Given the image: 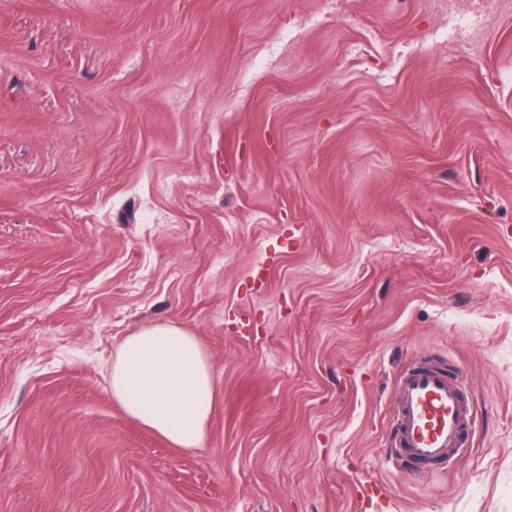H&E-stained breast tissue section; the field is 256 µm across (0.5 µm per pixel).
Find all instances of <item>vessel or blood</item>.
I'll use <instances>...</instances> for the list:
<instances>
[{
	"label": "vessel or blood",
	"mask_w": 512,
	"mask_h": 512,
	"mask_svg": "<svg viewBox=\"0 0 512 512\" xmlns=\"http://www.w3.org/2000/svg\"><path fill=\"white\" fill-rule=\"evenodd\" d=\"M399 448L417 462L444 463L462 446L472 411L444 368L418 363L397 382Z\"/></svg>",
	"instance_id": "1"
}]
</instances>
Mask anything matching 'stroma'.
<instances>
[{"mask_svg":"<svg viewBox=\"0 0 512 512\" xmlns=\"http://www.w3.org/2000/svg\"><path fill=\"white\" fill-rule=\"evenodd\" d=\"M443 3L0 0V512H512V7ZM157 320L203 449L108 392ZM425 359L442 465L397 446ZM476 6L468 11H456L460 30L474 40L482 15L501 9L507 2L504 0H477ZM112 402L178 451L204 448L218 378L198 337L170 321L143 324L112 352ZM399 448L416 462L446 463L462 448L472 411L444 368L418 363L397 382Z\"/></svg>","mask_w":512,"mask_h":512,"instance_id":"35a3bbf8","label":"stroma"}]
</instances>
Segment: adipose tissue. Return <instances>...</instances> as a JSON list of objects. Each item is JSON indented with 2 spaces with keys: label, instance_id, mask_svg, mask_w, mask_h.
I'll return each instance as SVG.
<instances>
[{
  "label": "adipose tissue",
  "instance_id": "obj_1",
  "mask_svg": "<svg viewBox=\"0 0 512 512\" xmlns=\"http://www.w3.org/2000/svg\"><path fill=\"white\" fill-rule=\"evenodd\" d=\"M113 403L178 451L203 448L218 390L211 357L184 326L157 321L125 336L108 369Z\"/></svg>",
  "mask_w": 512,
  "mask_h": 512
}]
</instances>
